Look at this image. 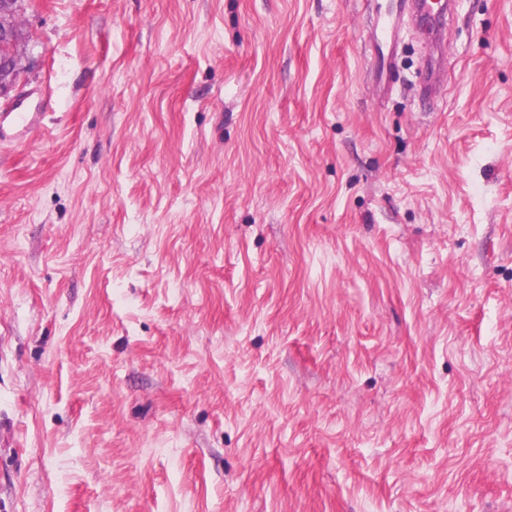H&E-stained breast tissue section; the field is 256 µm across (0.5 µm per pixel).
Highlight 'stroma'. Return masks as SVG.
<instances>
[{
    "instance_id": "1",
    "label": "stroma",
    "mask_w": 512,
    "mask_h": 512,
    "mask_svg": "<svg viewBox=\"0 0 512 512\" xmlns=\"http://www.w3.org/2000/svg\"><path fill=\"white\" fill-rule=\"evenodd\" d=\"M377 2L24 0L0 512H512V0ZM454 3L456 1L448 0L442 8L434 11V4L429 0H389L384 7L378 9L372 21V34L376 52L380 57V64L375 74V82L379 86L386 85L387 74L392 66L404 20L409 14L415 13L431 21L436 34L434 53L424 85L426 95L433 93L434 85L444 71L440 31ZM9 120V126L18 130L19 135L10 137L14 139H21V135L25 130L36 128L41 120V112H30L21 106H14L12 112L0 114V139L7 138L4 123Z\"/></svg>"
}]
</instances>
